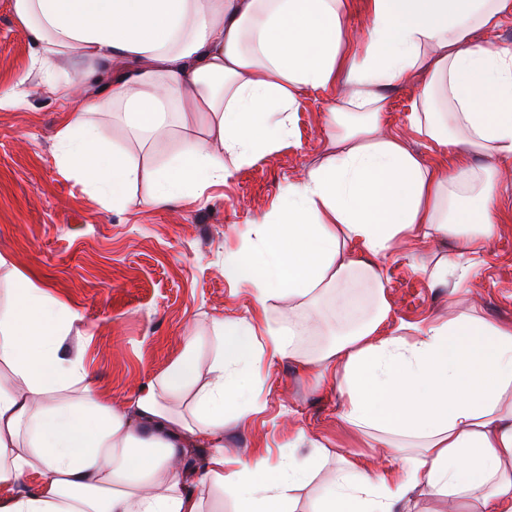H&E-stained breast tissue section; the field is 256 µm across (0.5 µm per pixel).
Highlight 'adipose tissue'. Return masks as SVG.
I'll return each instance as SVG.
<instances>
[{"mask_svg": "<svg viewBox=\"0 0 512 512\" xmlns=\"http://www.w3.org/2000/svg\"><path fill=\"white\" fill-rule=\"evenodd\" d=\"M346 0H13L37 47L40 84L74 99L56 133L59 164L104 203L159 207L198 201L292 135L301 91L350 96L329 107L327 158L288 182L245 240L225 277L252 288L246 318L213 322L211 379L187 411L172 408L198 378V341L114 409L80 357L60 349L72 321L62 304L19 277L0 316V512H202L208 481L231 492L234 512H405L413 494L459 499L465 512H512V323L473 311L395 323L381 257L420 234L461 241L458 254L417 258L415 271L462 287L466 256L500 224L498 186L472 163L512 156V49L474 41L512 0H367L370 26L343 44ZM428 80L409 122L454 161L429 165L381 133L384 90ZM203 136L145 169L106 135L126 129L161 145L175 128ZM147 176L150 192L133 187ZM288 299L287 319L268 315ZM331 300L345 329L303 347ZM313 369L343 397L341 422L384 448L393 466L368 471L343 459L300 506L296 490L323 467L319 450L272 463L224 452V420L259 407L251 385L282 357ZM208 449L194 475L188 447ZM44 475L37 488L25 476Z\"/></svg>", "mask_w": 512, "mask_h": 512, "instance_id": "1", "label": "adipose tissue"}]
</instances>
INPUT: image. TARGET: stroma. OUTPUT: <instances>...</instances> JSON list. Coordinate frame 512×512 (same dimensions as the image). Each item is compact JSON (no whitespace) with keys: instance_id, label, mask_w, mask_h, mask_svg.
Wrapping results in <instances>:
<instances>
[{"instance_id":"stroma-1","label":"stroma","mask_w":512,"mask_h":512,"mask_svg":"<svg viewBox=\"0 0 512 512\" xmlns=\"http://www.w3.org/2000/svg\"><path fill=\"white\" fill-rule=\"evenodd\" d=\"M34 54L13 0H0V90L21 99L0 108V307H8L15 278L23 275L72 310L66 353L80 356L92 386L113 408L125 409L166 371L187 336L200 338L206 367L215 348L213 320L250 316L252 291L225 278L224 255L238 249V233L263 219L287 181L321 162L327 109L345 89L303 93L290 116V142L208 187L199 202L113 209L61 169L55 136L68 107L40 85ZM422 86L418 80L387 90L383 126L422 161L443 165L445 155L408 125ZM473 164L498 183L501 229L477 258L463 300L487 319L512 322V157L484 154ZM455 247L450 240L413 238L383 259L393 320L447 312V284L432 282L411 263ZM259 389L261 413L227 422L224 450L302 459L307 449L292 443L304 429L329 458L313 488L300 491L301 500L339 465L336 448L372 471L387 468L366 440L342 429L336 390L314 387L311 372L295 360L284 357L265 369Z\"/></svg>"}]
</instances>
